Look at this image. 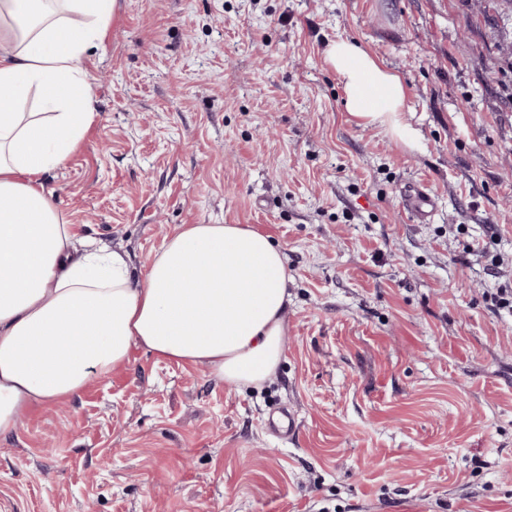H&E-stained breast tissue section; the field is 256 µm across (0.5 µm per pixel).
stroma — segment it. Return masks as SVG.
Here are the masks:
<instances>
[{
    "instance_id": "35a3bbf8",
    "label": "stroma",
    "mask_w": 512,
    "mask_h": 512,
    "mask_svg": "<svg viewBox=\"0 0 512 512\" xmlns=\"http://www.w3.org/2000/svg\"><path fill=\"white\" fill-rule=\"evenodd\" d=\"M512 0H116L95 120L41 181L141 282L182 224L288 265L258 387L133 349L0 442V512H512ZM400 73L420 138L349 115L328 43ZM439 210L417 224L403 188ZM291 437L267 427L276 408ZM402 205L417 224L429 223L438 211L437 197L425 183L408 187L402 195Z\"/></svg>"
}]
</instances>
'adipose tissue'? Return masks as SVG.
Here are the masks:
<instances>
[{"instance_id":"obj_1","label":"adipose tissue","mask_w":512,"mask_h":512,"mask_svg":"<svg viewBox=\"0 0 512 512\" xmlns=\"http://www.w3.org/2000/svg\"><path fill=\"white\" fill-rule=\"evenodd\" d=\"M0 0V440L20 413L77 398L133 348L260 386L284 352L288 268L281 248L241 224H186L165 236L141 284L126 254L76 238L41 174L91 126L86 54L116 0ZM348 113L412 147L401 76L350 39L325 50Z\"/></svg>"}]
</instances>
